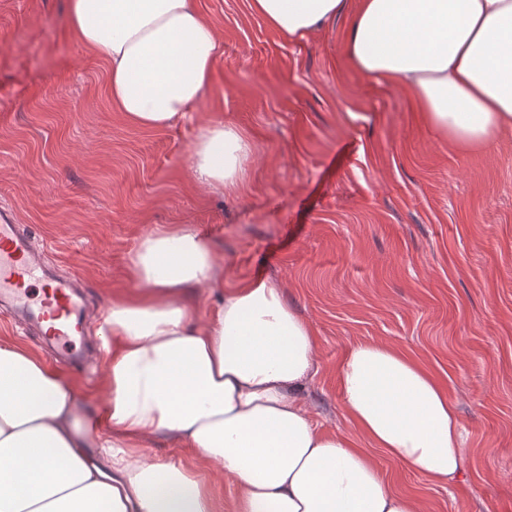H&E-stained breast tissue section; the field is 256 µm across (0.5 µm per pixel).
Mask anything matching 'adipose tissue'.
<instances>
[{
  "instance_id": "1",
  "label": "adipose tissue",
  "mask_w": 512,
  "mask_h": 512,
  "mask_svg": "<svg viewBox=\"0 0 512 512\" xmlns=\"http://www.w3.org/2000/svg\"><path fill=\"white\" fill-rule=\"evenodd\" d=\"M295 42L349 12L345 56L367 80L409 95L420 121L465 149L512 131V0H247ZM68 32L108 67L112 106L144 129L191 118L223 53L200 0H67ZM251 139L215 112L198 123L194 176L241 191ZM221 257L182 225L143 236L132 290L98 319L101 416L82 411L61 372L0 343V512H422L373 462L376 448L437 484L465 466L456 404L412 355L351 346L336 368L347 417L367 448L321 433L302 401L316 367L313 329L257 275L218 280ZM214 298L200 316L195 291ZM173 437L192 462L151 463L145 440Z\"/></svg>"
}]
</instances>
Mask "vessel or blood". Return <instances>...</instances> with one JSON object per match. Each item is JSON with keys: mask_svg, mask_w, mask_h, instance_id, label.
Returning a JSON list of instances; mask_svg holds the SVG:
<instances>
[{"mask_svg": "<svg viewBox=\"0 0 512 512\" xmlns=\"http://www.w3.org/2000/svg\"><path fill=\"white\" fill-rule=\"evenodd\" d=\"M0 306L32 326L47 344L84 335L88 311L75 282L56 277L30 234L0 211Z\"/></svg>", "mask_w": 512, "mask_h": 512, "instance_id": "obj_1", "label": "vessel or blood"}]
</instances>
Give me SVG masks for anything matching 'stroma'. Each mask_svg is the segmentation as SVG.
I'll use <instances>...</instances> for the list:
<instances>
[{"mask_svg": "<svg viewBox=\"0 0 512 512\" xmlns=\"http://www.w3.org/2000/svg\"><path fill=\"white\" fill-rule=\"evenodd\" d=\"M67 0H0V209L91 306L130 290L128 258L181 224L222 256L225 284L263 275L313 328L303 400L326 433L363 437L336 367L356 343L411 353L453 397L465 435L458 481L440 485L370 455L425 512H512V132L462 151L409 100L344 56L346 16L286 42L246 0H203L224 44L201 112L250 135L239 194L199 185L191 124L151 131L111 107L103 61L67 35ZM62 374L106 405L95 332Z\"/></svg>", "mask_w": 512, "mask_h": 512, "instance_id": "35a3bbf8", "label": "stroma"}]
</instances>
